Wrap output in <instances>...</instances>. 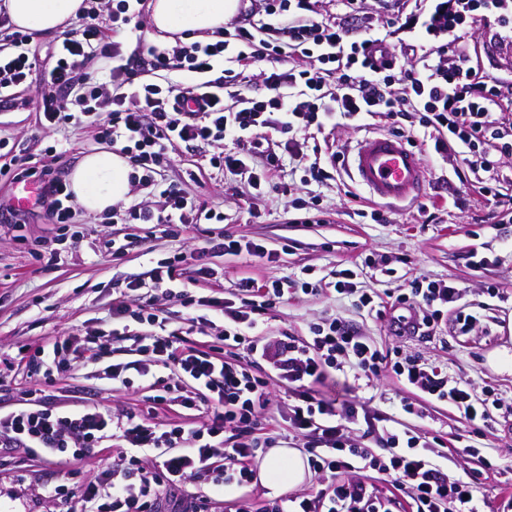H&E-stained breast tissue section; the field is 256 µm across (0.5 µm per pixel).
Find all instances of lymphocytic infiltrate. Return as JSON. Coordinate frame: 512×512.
Instances as JSON below:
<instances>
[{"label": "lymphocytic infiltrate", "mask_w": 512, "mask_h": 512, "mask_svg": "<svg viewBox=\"0 0 512 512\" xmlns=\"http://www.w3.org/2000/svg\"><path fill=\"white\" fill-rule=\"evenodd\" d=\"M244 16L231 24L222 39L162 50L146 48L148 68H140L121 43L108 41L99 22L100 7L89 6L58 37L37 104L44 129L73 120L98 125L102 138L120 142L132 166L131 178L164 198L157 210L141 201L113 212L114 221L165 224L189 219L214 220L196 198L157 178L156 168L181 146L222 144L233 148L211 154V167L246 176L260 186L279 172L282 156L303 164L308 180L320 183L330 172L319 162H307L300 135L342 118L378 114L400 133L408 113L420 116L424 129L435 133V150L449 154L470 169L485 172L479 188L489 201L499 202L500 155H512V79H486L470 59L466 30L478 15L493 16L501 30L500 43L512 45V0H420L410 25H422L428 35L447 37L452 59L433 57L418 45L396 46L393 32L355 38L350 25L362 0H340L342 13L324 15L314 0H249ZM0 39L10 47L0 53V105L22 106L17 94L36 66L29 35L12 30L0 13ZM404 69H397L398 56ZM104 61L107 82L87 71L91 59ZM256 62L265 68L253 83L240 81L236 66ZM173 71L193 73L183 85L162 81ZM279 140H272V133ZM247 295L240 305L210 300L211 311L225 320V346L269 358L279 379L288 383V423L308 440L310 466L325 489L281 499L275 512H380L364 472L373 470L408 489L416 512H479L474 481L444 472L418 437H403L396 429L372 435L373 447L354 444L351 426L359 418V403L348 394L357 380L392 371L428 398L454 406L471 425L487 423L501 406L494 390L476 394L470 384L450 379L437 365L411 358L389 361L357 328L335 317L315 327L311 340L261 342L265 317L283 303L285 290L272 284ZM462 289L436 283L412 282L408 294L395 299L396 316L388 326L394 335L406 331L433 333L443 310L461 299ZM416 321L405 327V313ZM114 320L130 318L148 325L141 352L150 356L138 368L169 369L177 378L172 389L182 407H205L207 422L199 428L179 424L162 429L148 418L131 414L113 421L95 405L55 412L22 407L0 414V436L55 465L80 457L94 443L109 439L130 449L128 465L104 470L88 484L81 501L68 512H151L164 491L211 474L215 485L250 484L256 447L228 444L229 427L254 426L269 402L267 384L240 362H229L186 348L168 331L153 300L131 310L126 294L112 300Z\"/></svg>", "instance_id": "obj_1"}]
</instances>
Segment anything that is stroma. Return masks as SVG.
Masks as SVG:
<instances>
[{
	"instance_id": "stroma-1",
	"label": "stroma",
	"mask_w": 512,
	"mask_h": 512,
	"mask_svg": "<svg viewBox=\"0 0 512 512\" xmlns=\"http://www.w3.org/2000/svg\"><path fill=\"white\" fill-rule=\"evenodd\" d=\"M493 32L492 20L485 19L468 37L482 57L485 75L503 77L512 72V51L498 48L485 57ZM56 39L53 32L34 34L31 48L37 67L21 89L31 105L0 107V141L8 155L49 164L54 175L66 181L84 156L105 143L91 126L61 124L45 133L36 123L33 102L44 89V69ZM387 129L384 119L374 117L364 127L349 124L315 134L308 147L325 160L334 152L348 155L358 140ZM417 149L427 167L424 192L398 204L370 197L341 164L331 180L304 181L302 168L289 158L278 179L262 183L245 203L239 199L244 185L230 173L210 167L212 147L188 146L159 166L158 178L224 214V222L188 224L174 234L163 225L113 223L108 210L89 216L77 213L70 223L55 224L35 207L25 225L0 223V412L15 410L25 391L38 389L45 405L54 410L94 403L121 418L146 409V397L172 383L170 370L162 367L150 378L131 374L124 387L100 378V370L110 364L139 360L137 347L147 328L134 321L97 358L71 360L48 376L33 364V357L49 349L55 338L80 334L89 340L96 332L111 331L116 291H125L134 306L154 296L168 330L177 333L181 344L232 359L238 352L224 346L217 329L204 334L193 321L204 314V301H239L237 285L243 279L258 286L303 279L319 285L318 294L270 312L265 329L270 339L302 342L311 338L317 324L339 316L360 327L389 358H420L446 368L449 377L468 382L475 390L495 389L503 408L476 429L448 403L422 401L415 390L388 373L353 392V399L364 403L368 413L354 425L352 436L367 446L371 429L401 421L409 430L432 438L439 465L466 479L481 466L465 455V446L482 448L493 473L477 488L479 508L502 512L506 497L512 495V433L503 413L512 405V220L495 218L493 204L476 188L477 172L443 159L432 139L418 142ZM312 205L320 210L319 220L304 222L305 209ZM375 208L383 212L384 221L372 220ZM221 235L263 245L278 256L267 262L244 254L204 252L208 238ZM109 239L124 244L125 252L116 257L105 253L103 243ZM174 256L183 258V276L190 282L182 304L165 300L153 286L152 268ZM199 257L220 272V280L195 281ZM353 262L359 267L358 288L383 299L405 292L418 279L463 289L460 305L477 318L473 330L459 332L448 317L433 336L392 335L386 320L360 307L357 296L336 291L339 271ZM491 286L500 288V296L488 295ZM249 369L268 382L270 404L261 427L232 430L233 441L267 438L275 448L304 449L305 438L288 424L287 384L276 379L264 360L250 362ZM405 400L423 404L424 416L404 413ZM121 456L120 449L105 440L60 468L28 449L0 448V512H65L86 485ZM59 485L64 498H49V491ZM276 500L261 481L229 490L214 486L205 476L169 492L157 512H183L200 501L207 512H236L241 506L247 512H271Z\"/></svg>"
}]
</instances>
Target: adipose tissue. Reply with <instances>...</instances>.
<instances>
[{
    "label": "adipose tissue",
    "mask_w": 512,
    "mask_h": 512,
    "mask_svg": "<svg viewBox=\"0 0 512 512\" xmlns=\"http://www.w3.org/2000/svg\"><path fill=\"white\" fill-rule=\"evenodd\" d=\"M5 5L17 27L43 33L79 16L84 0H6ZM238 8L239 0H153L151 22L171 42L189 31H216ZM129 173L125 156L99 150L85 156L72 172L70 189L85 212H103L126 198L130 190ZM260 476L278 494L305 482L306 463L296 449L274 448L264 459Z\"/></svg>",
    "instance_id": "1"
}]
</instances>
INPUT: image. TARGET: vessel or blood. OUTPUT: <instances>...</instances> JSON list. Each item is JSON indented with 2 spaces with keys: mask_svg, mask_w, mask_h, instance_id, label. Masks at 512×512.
<instances>
[{
  "mask_svg": "<svg viewBox=\"0 0 512 512\" xmlns=\"http://www.w3.org/2000/svg\"><path fill=\"white\" fill-rule=\"evenodd\" d=\"M351 168L359 185L390 203L419 198L424 191L426 168L420 153L395 134L360 141Z\"/></svg>",
  "mask_w": 512,
  "mask_h": 512,
  "instance_id": "obj_1",
  "label": "vessel or blood"
}]
</instances>
